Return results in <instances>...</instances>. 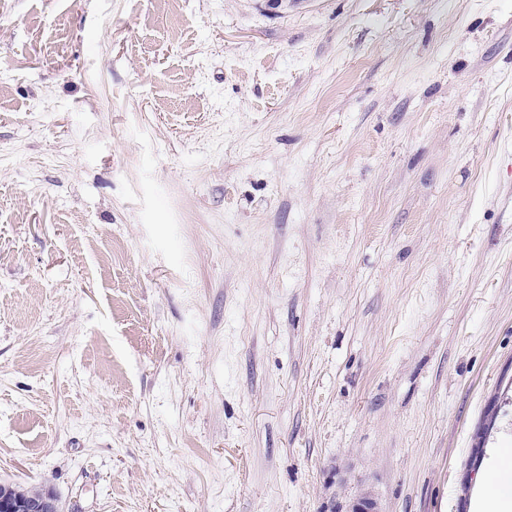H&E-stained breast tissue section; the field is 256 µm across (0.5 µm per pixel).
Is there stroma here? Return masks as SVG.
<instances>
[{"label":"stroma","instance_id":"35a3bbf8","mask_svg":"<svg viewBox=\"0 0 512 512\" xmlns=\"http://www.w3.org/2000/svg\"><path fill=\"white\" fill-rule=\"evenodd\" d=\"M506 446L512 0H0V483L481 512Z\"/></svg>","mask_w":512,"mask_h":512}]
</instances>
